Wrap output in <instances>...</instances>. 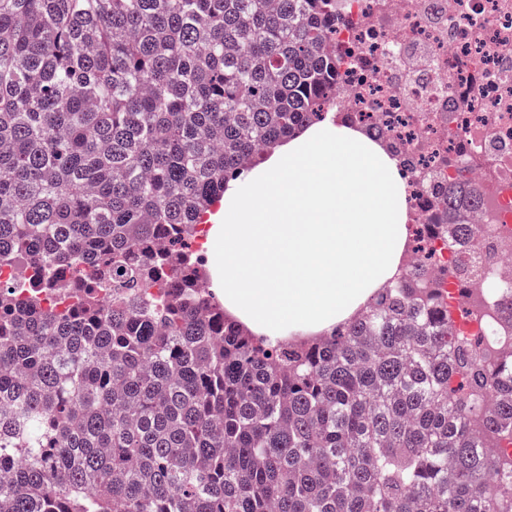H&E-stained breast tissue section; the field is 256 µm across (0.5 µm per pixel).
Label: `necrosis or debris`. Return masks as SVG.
Returning <instances> with one entry per match:
<instances>
[{
	"label": "necrosis or debris",
	"instance_id": "1",
	"mask_svg": "<svg viewBox=\"0 0 512 512\" xmlns=\"http://www.w3.org/2000/svg\"><path fill=\"white\" fill-rule=\"evenodd\" d=\"M328 52L341 66L326 110L386 146L401 172L409 238L376 300L412 283L466 301L453 334L512 353V0H344ZM477 202L449 210L448 189ZM467 236H458V225Z\"/></svg>",
	"mask_w": 512,
	"mask_h": 512
}]
</instances>
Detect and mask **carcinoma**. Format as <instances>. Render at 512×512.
Wrapping results in <instances>:
<instances>
[{
  "mask_svg": "<svg viewBox=\"0 0 512 512\" xmlns=\"http://www.w3.org/2000/svg\"><path fill=\"white\" fill-rule=\"evenodd\" d=\"M336 9L0 0V512H512V358L473 408L435 289L293 345L192 258L257 149L323 122Z\"/></svg>",
  "mask_w": 512,
  "mask_h": 512,
  "instance_id": "obj_1",
  "label": "carcinoma"
}]
</instances>
